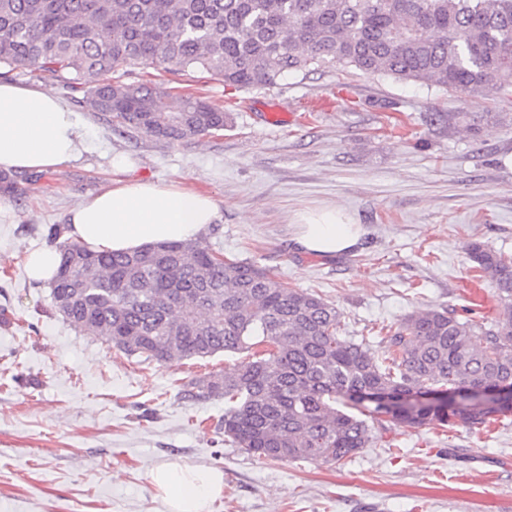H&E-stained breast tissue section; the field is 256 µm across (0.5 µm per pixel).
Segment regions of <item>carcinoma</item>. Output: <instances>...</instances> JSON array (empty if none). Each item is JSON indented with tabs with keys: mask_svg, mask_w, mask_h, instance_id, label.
Listing matches in <instances>:
<instances>
[{
	"mask_svg": "<svg viewBox=\"0 0 512 512\" xmlns=\"http://www.w3.org/2000/svg\"><path fill=\"white\" fill-rule=\"evenodd\" d=\"M157 63L245 89L338 65L509 101L512 0H0V68L58 79L118 128L168 141L223 130L227 113L204 100L112 79ZM490 116L464 114L466 131ZM63 233L48 229L52 306L79 331L158 363L246 354L184 397L224 398V436L249 454L339 463L368 447L375 422L444 429L512 413V259L480 242L468 253L499 317L416 311L386 329L379 357L341 335L333 304L200 240L111 252ZM466 387L499 394L456 403Z\"/></svg>",
	"mask_w": 512,
	"mask_h": 512,
	"instance_id": "obj_1",
	"label": "carcinoma"
}]
</instances>
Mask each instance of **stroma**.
Instances as JSON below:
<instances>
[{
    "label": "stroma",
    "mask_w": 512,
    "mask_h": 512,
    "mask_svg": "<svg viewBox=\"0 0 512 512\" xmlns=\"http://www.w3.org/2000/svg\"><path fill=\"white\" fill-rule=\"evenodd\" d=\"M124 79L203 98L231 123L171 142L114 131L81 107L82 156L14 174L16 192L0 194V512H165L149 474L170 462L223 471L211 512H512V415L489 432L376 425L371 447L336 464L264 460L225 440L223 398L181 395L231 371L237 354L127 356L63 319L25 270L49 226L116 179L122 154L131 176L211 194L219 218L204 242L319 294L374 352L379 328L423 309L490 321L494 285L474 309L461 282L476 273L471 242L512 256V105L339 66L249 90L161 65ZM272 101L291 121H265ZM460 112L496 118L473 138ZM330 204L360 225V243L335 257L300 251L294 214Z\"/></svg>",
    "instance_id": "1"
}]
</instances>
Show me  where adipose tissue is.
Instances as JSON below:
<instances>
[{
  "label": "adipose tissue",
  "instance_id": "obj_1",
  "mask_svg": "<svg viewBox=\"0 0 512 512\" xmlns=\"http://www.w3.org/2000/svg\"><path fill=\"white\" fill-rule=\"evenodd\" d=\"M84 132L74 111L46 89L0 82V170L45 172L76 160ZM218 218L216 200L180 181L121 180L81 201L69 213L68 234L120 252L163 242L197 239ZM296 242L303 251L333 257L357 246L360 226L336 207L297 215ZM150 480L167 512H210L224 492L216 468L169 463Z\"/></svg>",
  "mask_w": 512,
  "mask_h": 512
}]
</instances>
